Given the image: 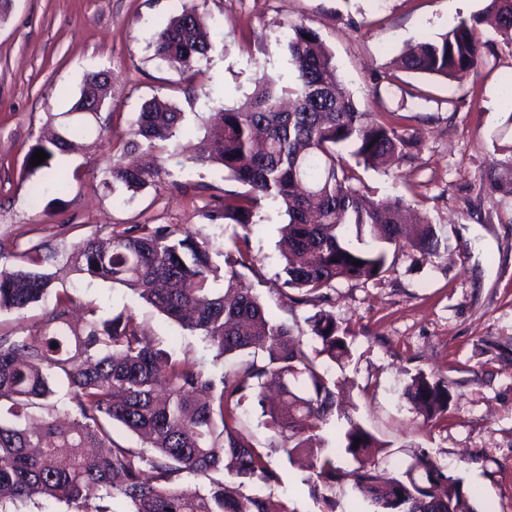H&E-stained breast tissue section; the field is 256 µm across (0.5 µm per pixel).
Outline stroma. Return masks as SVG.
I'll list each match as a JSON object with an SVG mask.
<instances>
[{
  "label": "stroma",
  "mask_w": 512,
  "mask_h": 512,
  "mask_svg": "<svg viewBox=\"0 0 512 512\" xmlns=\"http://www.w3.org/2000/svg\"><path fill=\"white\" fill-rule=\"evenodd\" d=\"M213 49L194 82L153 56L151 35L180 14L182 0H12L0 20V269L25 256L53 275L76 304L91 303L109 316L132 310L150 338L171 353L213 373L223 359L197 333L141 303L132 291L89 282L70 272L63 256L88 237H109L133 224H168L221 243L233 225L206 219L211 203L238 190L222 173L166 155L154 185L137 194L105 189L119 135L153 96L184 114L185 128L201 139L202 115L233 106L261 74L292 75L283 50L287 22L317 30L332 51L345 86L363 108L395 113L399 131L414 138L406 161L362 174L377 199L401 197L423 205L443 226L448 248L422 259L390 252L383 279L339 280L321 305L287 303L281 269L277 208L262 204L254 216L251 268L242 283L276 319L299 327L313 346L308 317L331 311L347 328L351 356L334 372L342 384L343 416L329 417L322 434L336 443L354 419L385 443L377 462L393 473L425 450L463 479L479 512H512V198H488L480 177L508 114L494 98L512 78V50L498 46L475 80L449 83L399 69L410 44L437 37L469 18L482 0H196ZM112 75V100L100 113V131L59 165L78 169L66 193L44 191L43 173L24 171L23 159L49 124L77 100L87 72ZM448 380L454 399L446 418L427 424L403 396L417 372ZM241 433L272 448L279 481L271 490L293 512H322L308 471L289 463L280 439L252 398L238 410Z\"/></svg>",
  "instance_id": "obj_1"
}]
</instances>
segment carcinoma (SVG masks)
<instances>
[{
	"instance_id": "1",
	"label": "carcinoma",
	"mask_w": 512,
	"mask_h": 512,
	"mask_svg": "<svg viewBox=\"0 0 512 512\" xmlns=\"http://www.w3.org/2000/svg\"><path fill=\"white\" fill-rule=\"evenodd\" d=\"M484 6L446 33L407 47L400 56L407 72L461 82L477 74L487 42L485 19L494 21L502 42L512 47V0H483ZM284 50L294 80L262 74L252 92L233 107L201 118L205 134L191 160L215 167L244 191L224 194L219 218L242 229L238 258L224 274L212 262L223 245L170 225L133 224L74 243L69 263L92 279L139 291V298L182 327L198 332L226 360L220 377L147 340L131 311L109 319L88 318L76 331L68 324L72 298L54 294L52 307L27 336H0V512L8 506L53 497L72 512H112L120 496L129 512H295L249 493L277 483L271 452L255 446L238 427L237 410L251 394L265 424L281 438L288 458L310 460L311 494L335 512L336 491L359 490L372 512H477L462 479L448 474L425 451L415 452L401 474L389 478L377 467L384 445L361 424L347 421L339 449L355 463L346 467L320 431L336 411V379L325 363L350 357L346 329L329 311L307 318L320 348L309 353L289 324L273 318L259 297L240 287L237 267L251 268L249 233L255 209L266 201L288 217L281 232L283 286L298 291L294 303L324 297L339 279H379L390 270L389 248L422 258L439 255L444 228L421 216L407 231L412 204L402 198L377 200L357 186L355 167L379 168L403 160L415 142L398 127L359 106L343 84L334 56L320 34L302 22L287 23ZM154 58L189 78L194 64L208 58L207 26L191 3L155 33ZM112 86L99 72L86 74L80 97L54 135L39 138L23 168L43 171L49 188L62 193L68 177L53 171L57 156L76 139L93 133L97 114ZM182 112L164 97L145 101L119 139L105 187L137 193L159 177L157 143L177 148L184 134ZM512 113L503 124L480 191L512 198ZM48 154L32 165L37 150ZM355 233L359 245L349 237ZM38 262L0 270V312L21 313L51 294L49 275ZM224 279V288L212 283ZM248 359L237 363L235 358ZM71 388V404L51 402L56 383ZM404 396L428 421L446 415L454 398L448 383L423 372ZM32 410L45 414L37 427L21 420ZM118 424L146 448L112 440ZM360 443H355V440ZM185 475L204 476L207 487L181 485Z\"/></svg>"
}]
</instances>
